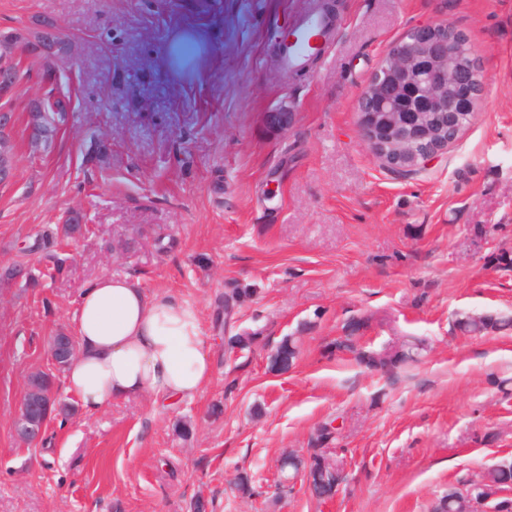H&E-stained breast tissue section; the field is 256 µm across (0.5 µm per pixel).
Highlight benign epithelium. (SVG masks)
<instances>
[{"mask_svg":"<svg viewBox=\"0 0 512 512\" xmlns=\"http://www.w3.org/2000/svg\"><path fill=\"white\" fill-rule=\"evenodd\" d=\"M447 23H423L391 43L357 98V126L372 153L390 170L411 175L448 153V114L457 113L461 89L476 83L480 94L458 118L474 121L485 91L471 41ZM472 512H512V494L470 498Z\"/></svg>","mask_w":512,"mask_h":512,"instance_id":"benign-epithelium-1","label":"benign epithelium"}]
</instances>
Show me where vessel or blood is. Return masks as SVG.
<instances>
[{
  "instance_id": "obj_1",
  "label": "vessel or blood",
  "mask_w": 512,
  "mask_h": 512,
  "mask_svg": "<svg viewBox=\"0 0 512 512\" xmlns=\"http://www.w3.org/2000/svg\"><path fill=\"white\" fill-rule=\"evenodd\" d=\"M287 30L279 46V59L287 71L306 67L309 58L326 57L336 40V22L321 0H306Z\"/></svg>"
}]
</instances>
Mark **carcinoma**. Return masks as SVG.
I'll return each instance as SVG.
<instances>
[{
  "mask_svg": "<svg viewBox=\"0 0 512 512\" xmlns=\"http://www.w3.org/2000/svg\"><path fill=\"white\" fill-rule=\"evenodd\" d=\"M72 42L64 34L52 30H45L35 34H0V82L10 81L14 78L21 79L20 64L22 57L30 54H41L45 59V67L40 77V82L47 85L45 96L55 98V110L42 113H29L28 129L32 137L41 139V143L49 145L61 126L67 121L68 112L71 111V95L69 89L61 86L58 62L70 55ZM15 144L11 133L0 130V171L13 169ZM85 225L82 224V216L77 211H71L61 226V232L65 237H72L83 233ZM254 290L251 288H229L224 290V317H229L234 308L248 299ZM455 325L463 333L470 332H496L512 327V318L508 316L494 315H460L455 319ZM262 340L259 331H244L228 339L230 350L249 351ZM426 350L424 340L409 337L400 341L389 343L380 349H364L360 347L355 337L341 336L330 346V352L338 356L349 355L359 365L370 371L389 373L398 368L418 362ZM300 353V345L296 337L286 336L270 357L269 368L275 372L290 369ZM28 390L31 394L42 400L43 407L40 417L69 413L67 407L53 402L55 395V376L44 371H37L29 377ZM339 429L325 424L319 428L315 437L311 440V452L309 457L288 456L284 459L283 466L290 468L293 473L304 474L312 493L326 499L336 494L338 486L343 481L339 475L344 467V461L340 458L329 463L327 448L337 440ZM512 481V470L506 472L500 468L491 467L482 475L483 485L489 489L497 488L508 490L512 486L507 481ZM467 498L458 494V499L450 503L448 495L443 494L436 498L431 505V512H466Z\"/></svg>",
  "mask_w": 512,
  "mask_h": 512,
  "instance_id": "carcinoma-1",
  "label": "carcinoma"
}]
</instances>
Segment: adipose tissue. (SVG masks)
<instances>
[{
	"label": "adipose tissue",
	"instance_id": "1",
	"mask_svg": "<svg viewBox=\"0 0 512 512\" xmlns=\"http://www.w3.org/2000/svg\"><path fill=\"white\" fill-rule=\"evenodd\" d=\"M72 325L79 349L63 391L83 414L146 393L192 399L212 379L199 311L173 294H146L133 276L106 274L85 287Z\"/></svg>",
	"mask_w": 512,
	"mask_h": 512
}]
</instances>
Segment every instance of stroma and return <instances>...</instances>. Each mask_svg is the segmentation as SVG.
<instances>
[{
  "label": "stroma",
  "instance_id": "1",
  "mask_svg": "<svg viewBox=\"0 0 512 512\" xmlns=\"http://www.w3.org/2000/svg\"><path fill=\"white\" fill-rule=\"evenodd\" d=\"M300 2L0 0V33L49 24L74 38L73 110L50 152L27 128L40 56L22 58L8 103L0 270L44 279L0 288V512H190L198 499L205 512H429L448 485L512 461V330L454 326L461 313L512 317V0H325L334 48L287 73L274 33ZM426 22L468 35L485 93L447 154L404 179L363 142L357 95L388 45ZM72 210L82 235L24 251ZM58 259L63 274L46 278ZM105 274L197 307L213 377L170 408L143 395L73 409L24 446L14 421L28 376L52 370V336ZM236 285L254 294L227 320L217 307ZM360 315L365 346L422 336L428 352L391 374L326 358ZM245 330L262 341L226 357L225 336ZM288 335L299 357L268 372ZM328 422L346 478L320 501L281 461L308 454ZM241 475L252 494L235 488Z\"/></svg>",
  "mask_w": 512,
  "mask_h": 512
}]
</instances>
